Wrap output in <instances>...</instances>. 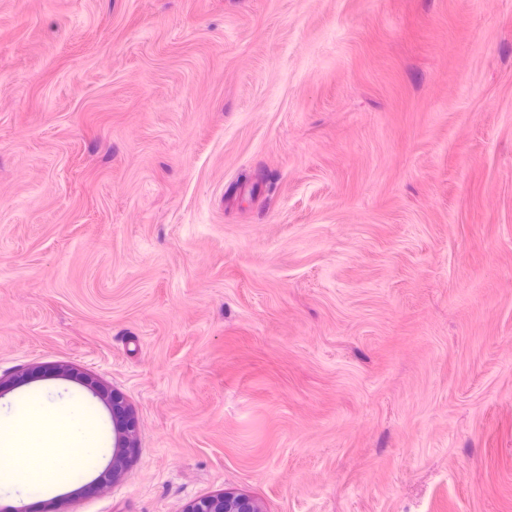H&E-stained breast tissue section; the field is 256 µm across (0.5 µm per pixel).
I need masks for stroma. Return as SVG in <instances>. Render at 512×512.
<instances>
[{
    "label": "stroma",
    "instance_id": "35a3bbf8",
    "mask_svg": "<svg viewBox=\"0 0 512 512\" xmlns=\"http://www.w3.org/2000/svg\"><path fill=\"white\" fill-rule=\"evenodd\" d=\"M33 393L100 456L0 512H512V0H0ZM112 421L114 431L113 467L125 458L130 448H134L137 435V422L123 397L112 394ZM185 512H261V508L248 495L224 492L191 502Z\"/></svg>",
    "mask_w": 512,
    "mask_h": 512
}]
</instances>
